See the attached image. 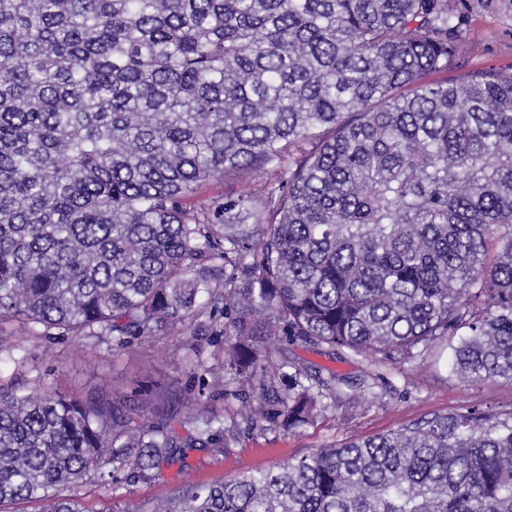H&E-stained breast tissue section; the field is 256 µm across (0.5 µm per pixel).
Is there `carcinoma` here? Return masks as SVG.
Returning <instances> with one entry per match:
<instances>
[{
  "label": "carcinoma",
  "instance_id": "carcinoma-1",
  "mask_svg": "<svg viewBox=\"0 0 512 512\" xmlns=\"http://www.w3.org/2000/svg\"><path fill=\"white\" fill-rule=\"evenodd\" d=\"M448 0H0V324L96 352L211 329L185 415L0 375V506L371 405L436 343L512 381V73L429 80ZM260 170L207 208L199 183ZM305 348L365 357L358 383ZM29 350L0 331V364ZM106 512H512V410L434 413Z\"/></svg>",
  "mask_w": 512,
  "mask_h": 512
}]
</instances>
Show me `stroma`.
Returning <instances> with one entry per match:
<instances>
[{
	"instance_id": "1",
	"label": "stroma",
	"mask_w": 512,
	"mask_h": 512,
	"mask_svg": "<svg viewBox=\"0 0 512 512\" xmlns=\"http://www.w3.org/2000/svg\"><path fill=\"white\" fill-rule=\"evenodd\" d=\"M457 14V35L463 49L448 71L439 73V80L487 69H512V0H457ZM7 330L31 353L23 379L40 372L47 382L77 398L98 388L114 398H124L148 380L158 384L174 380L181 391L197 390L196 378L181 361L192 343L201 349L198 361L202 365H210L213 351L212 339L204 333L191 341L178 335L158 336L129 350L112 351L103 359L69 336L34 340L16 323ZM451 356L449 342L437 344L409 365L406 374L392 376L394 391L383 403L343 405L295 434L276 430L242 435L232 451L218 459L191 448L187 451L190 471L171 466L154 480L123 481L111 492L93 481L80 489L79 496L88 512H105L114 492L129 500L169 497L189 482L219 484L245 471L265 470L352 438L381 435L435 413L473 405L494 412L512 409V382L464 379L452 373Z\"/></svg>"
}]
</instances>
